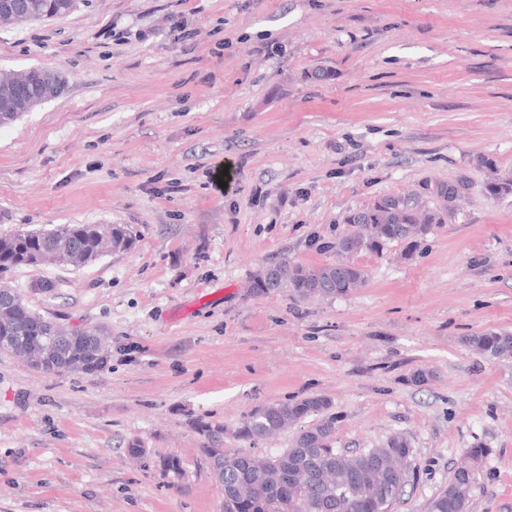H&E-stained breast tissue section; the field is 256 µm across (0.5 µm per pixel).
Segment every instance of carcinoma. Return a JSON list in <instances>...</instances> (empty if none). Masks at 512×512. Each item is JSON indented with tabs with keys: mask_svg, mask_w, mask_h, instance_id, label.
<instances>
[{
	"mask_svg": "<svg viewBox=\"0 0 512 512\" xmlns=\"http://www.w3.org/2000/svg\"><path fill=\"white\" fill-rule=\"evenodd\" d=\"M478 166L485 172L484 188L490 198L512 196V176L500 173L493 159L483 156ZM471 186L472 181L461 176L450 182L423 181L405 195L381 196L368 208L344 217L347 229L332 245L336 260L321 265L285 260L266 266L248 281L250 293L286 288L298 300L347 297L366 283V273L351 260L353 255L378 253L396 240L407 242L408 253H413L435 225L455 219ZM132 245L133 238L122 224H64L1 235L0 344L14 342L18 349L54 350L44 368L48 373L76 371L79 365L99 357L110 359V351L88 337H53L44 319L10 285L7 274L19 267L58 266L62 259L93 262ZM468 344L487 357L512 359V332L476 333L468 338ZM330 407L327 397L311 395L292 403L266 405L245 417L237 435L252 446L308 417L317 418L316 423L300 429L289 447L273 455V465L267 469L252 465L255 454L238 451L223 454L217 470L211 450L200 448L212 476L224 486V498L243 487L249 492L243 512H271L283 483L316 470L321 485L297 499L295 512H331L333 508L338 512H387L403 492L399 472L411 463L410 442L394 434L374 448L343 454L334 446L336 417L329 414ZM485 453L480 447L469 449L448 485L429 499L427 512H470L477 465Z\"/></svg>",
	"mask_w": 512,
	"mask_h": 512,
	"instance_id": "carcinoma-1",
	"label": "carcinoma"
}]
</instances>
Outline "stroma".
<instances>
[{
  "label": "stroma",
  "instance_id": "1",
  "mask_svg": "<svg viewBox=\"0 0 512 512\" xmlns=\"http://www.w3.org/2000/svg\"><path fill=\"white\" fill-rule=\"evenodd\" d=\"M30 67L65 85L0 127V235L124 224L134 244L10 273L112 345L93 374L0 352V512H224L199 422L242 451L244 417L318 394L337 448L409 440L388 512H425L477 446L471 512H512V360L467 343L512 331V196L477 166L512 174V0H78L0 25V74ZM462 174L469 197L417 251L354 255L355 294H248L268 264L335 260L350 211ZM478 166L485 172L484 188L490 198L512 196V176L501 174L492 158L485 156L479 158Z\"/></svg>",
  "mask_w": 512,
  "mask_h": 512
}]
</instances>
